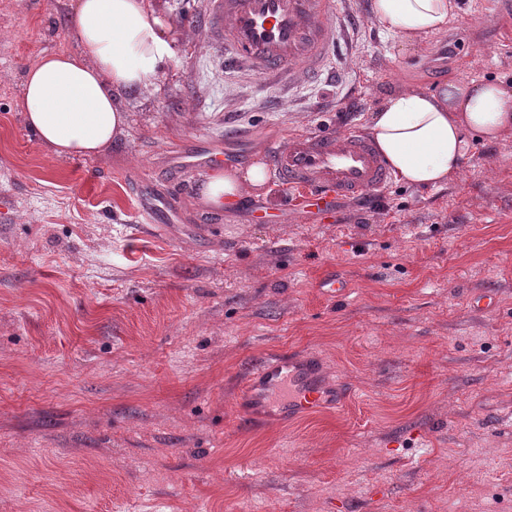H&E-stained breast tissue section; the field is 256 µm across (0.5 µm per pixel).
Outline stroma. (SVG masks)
Instances as JSON below:
<instances>
[{
  "label": "stroma",
  "mask_w": 512,
  "mask_h": 512,
  "mask_svg": "<svg viewBox=\"0 0 512 512\" xmlns=\"http://www.w3.org/2000/svg\"><path fill=\"white\" fill-rule=\"evenodd\" d=\"M461 2L407 48L372 0H339L329 63L288 88L225 66L206 0H154L170 34L155 86L125 99L108 149L63 158L28 128L22 83L80 50L74 0H0V512H512V138L328 220L272 180L213 210L205 175L169 163L195 139L245 167L452 75L511 83L512 0ZM143 182L176 223H140ZM485 291L494 308L474 304ZM274 349L353 397L251 412L246 376Z\"/></svg>",
  "instance_id": "35a3bbf8"
}]
</instances>
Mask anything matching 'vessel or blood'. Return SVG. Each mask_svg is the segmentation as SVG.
Returning <instances> with one entry per match:
<instances>
[{"instance_id": "vessel-or-blood-1", "label": "vessel or blood", "mask_w": 512, "mask_h": 512, "mask_svg": "<svg viewBox=\"0 0 512 512\" xmlns=\"http://www.w3.org/2000/svg\"><path fill=\"white\" fill-rule=\"evenodd\" d=\"M207 28L226 50L227 65H248L263 78L293 82L321 70L338 38L336 0H208ZM173 167L203 169L224 162L221 148L186 144L170 157ZM270 176L302 190L327 212L332 199L381 192L391 173L363 129L299 133L267 150ZM248 398L259 410L277 404L282 418L321 405L319 365L307 357L272 351L248 373Z\"/></svg>"}]
</instances>
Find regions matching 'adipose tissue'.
<instances>
[{
	"label": "adipose tissue",
	"mask_w": 512,
	"mask_h": 512,
	"mask_svg": "<svg viewBox=\"0 0 512 512\" xmlns=\"http://www.w3.org/2000/svg\"><path fill=\"white\" fill-rule=\"evenodd\" d=\"M459 0H373L372 17L408 47L443 31ZM71 22L80 54H50L28 68L22 107L28 127L54 156L89 157L123 132L122 99L156 81L168 54L150 0H77ZM393 174L416 187H436L462 168L472 140L512 135V85L449 80L438 93L404 89L376 110L368 128ZM263 161L210 173L201 195L224 208L267 194Z\"/></svg>",
	"instance_id": "adipose-tissue-1"
}]
</instances>
